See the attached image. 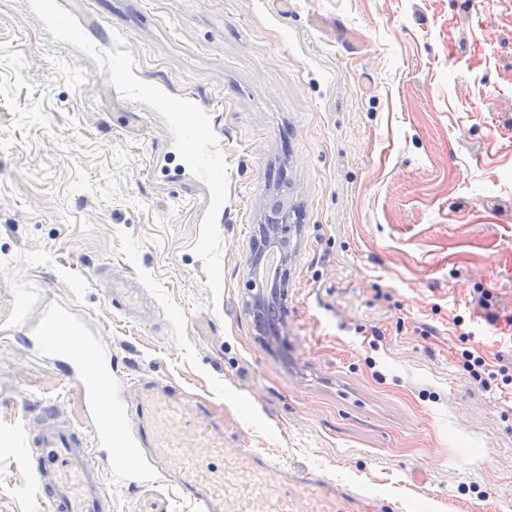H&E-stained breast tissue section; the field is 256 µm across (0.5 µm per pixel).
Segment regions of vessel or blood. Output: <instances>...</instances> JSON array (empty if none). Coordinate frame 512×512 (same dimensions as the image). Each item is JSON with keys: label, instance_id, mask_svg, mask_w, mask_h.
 <instances>
[{"label": "vessel or blood", "instance_id": "1", "mask_svg": "<svg viewBox=\"0 0 512 512\" xmlns=\"http://www.w3.org/2000/svg\"><path fill=\"white\" fill-rule=\"evenodd\" d=\"M74 378L93 411L88 434L77 433L54 411H46L25 467L37 483L47 512H112L110 496L96 462L109 449L114 463L139 473L138 457L112 447L106 423L111 406L100 405L95 372L75 359ZM135 416L153 465L179 500L197 512H296V478L287 468L253 448L225 445L224 424L203 410H190L171 387L141 382ZM177 434H169V426ZM312 491L307 512H372V500L341 497L335 481L307 478Z\"/></svg>", "mask_w": 512, "mask_h": 512}]
</instances>
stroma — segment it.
<instances>
[{
    "label": "stroma",
    "instance_id": "1",
    "mask_svg": "<svg viewBox=\"0 0 512 512\" xmlns=\"http://www.w3.org/2000/svg\"><path fill=\"white\" fill-rule=\"evenodd\" d=\"M57 2L210 114L223 286L193 249L210 191L162 117L28 0H0V512H46L24 412L87 424L69 358L35 340L53 310L95 338L128 447L137 384L161 381L222 418L228 447L380 512H512V384L481 390L457 364L512 347L477 304L512 313V0ZM271 168L294 207L276 342L245 306ZM114 279L138 311L107 303ZM103 480L112 512L171 492L155 472Z\"/></svg>",
    "mask_w": 512,
    "mask_h": 512
}]
</instances>
